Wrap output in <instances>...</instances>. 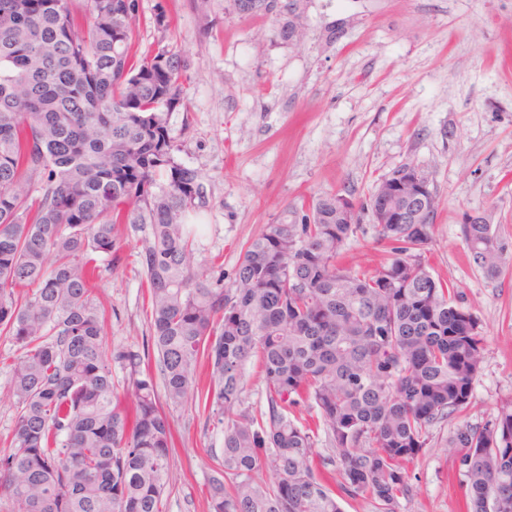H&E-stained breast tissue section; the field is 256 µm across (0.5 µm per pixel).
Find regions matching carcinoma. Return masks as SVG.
Returning a JSON list of instances; mask_svg holds the SVG:
<instances>
[{
  "label": "carcinoma",
  "mask_w": 512,
  "mask_h": 512,
  "mask_svg": "<svg viewBox=\"0 0 512 512\" xmlns=\"http://www.w3.org/2000/svg\"><path fill=\"white\" fill-rule=\"evenodd\" d=\"M299 2L233 5L272 16L289 40ZM138 24V0H0V336L19 352L0 456L11 512H163L172 432L160 384L167 405L194 394L223 429L210 512H342L337 475L341 494L397 512L412 495L403 462L467 411L483 361L479 321L425 265L436 199L418 224L376 225L388 257L372 272L340 261L358 224L334 193L287 205L230 283L203 278L185 223L202 186L175 161L167 123L187 64L138 52ZM390 187L366 209L407 208L395 195L406 190ZM120 224L140 233L156 376L139 352L108 345L96 303L97 257L117 263ZM462 232L487 278L512 265L491 225ZM203 357L210 383L197 392ZM254 357L259 409L245 397ZM445 447L469 512H512L511 406L490 425H460Z\"/></svg>",
  "instance_id": "1"
}]
</instances>
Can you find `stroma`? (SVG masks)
<instances>
[{
    "label": "stroma",
    "mask_w": 512,
    "mask_h": 512,
    "mask_svg": "<svg viewBox=\"0 0 512 512\" xmlns=\"http://www.w3.org/2000/svg\"><path fill=\"white\" fill-rule=\"evenodd\" d=\"M136 40L189 63L184 100L168 115L174 159L197 171L203 198L195 269L232 278L245 244L303 197L368 200L394 170L413 166L436 197L428 270L447 280L480 322L483 362L465 418L432 430L406 462L412 497L397 512H467L455 457L442 448L461 421L489 424L512 402V268L486 278L465 246V213L486 214L512 244V0H302L301 35L285 40L266 15L233 0H139ZM171 20L166 33L157 11ZM342 260L373 270L386 256L367 211ZM119 264L102 260L97 297L107 341L156 368L149 293L136 237L120 225ZM16 352L0 338V454L15 425L9 387ZM174 437L165 512H209L207 481L222 435L194 401L171 410Z\"/></svg>",
    "instance_id": "35a3bbf8"
}]
</instances>
